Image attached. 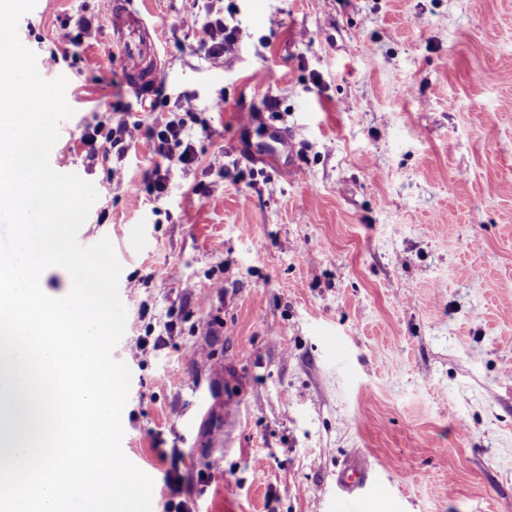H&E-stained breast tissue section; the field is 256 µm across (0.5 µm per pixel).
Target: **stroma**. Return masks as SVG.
I'll return each instance as SVG.
<instances>
[{"mask_svg":"<svg viewBox=\"0 0 512 512\" xmlns=\"http://www.w3.org/2000/svg\"><path fill=\"white\" fill-rule=\"evenodd\" d=\"M134 2L147 102L108 0H37L18 37L68 80L50 163L98 194L77 239L122 264L121 446L153 512H333L357 456L382 512H512V0H223L219 59L208 0ZM177 98L199 161L163 198L146 137L88 161L85 127L160 129ZM110 2L112 38L121 48L126 80L137 94L147 96L161 80L157 38L150 34L142 15L126 0ZM196 51L212 59L221 58L238 40L235 26L224 23V11L208 6L205 20L200 27Z\"/></svg>","mask_w":512,"mask_h":512,"instance_id":"1","label":"stroma"}]
</instances>
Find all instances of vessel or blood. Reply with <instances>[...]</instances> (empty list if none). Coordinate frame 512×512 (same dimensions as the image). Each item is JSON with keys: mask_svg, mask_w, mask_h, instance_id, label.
<instances>
[{"mask_svg": "<svg viewBox=\"0 0 512 512\" xmlns=\"http://www.w3.org/2000/svg\"><path fill=\"white\" fill-rule=\"evenodd\" d=\"M112 38L121 48L125 77L139 95H149L161 79L159 46L142 15L127 0H112ZM336 512H358L359 504L380 490L372 472L360 464L345 467L336 479Z\"/></svg>", "mask_w": 512, "mask_h": 512, "instance_id": "obj_1", "label": "vessel or blood"}]
</instances>
